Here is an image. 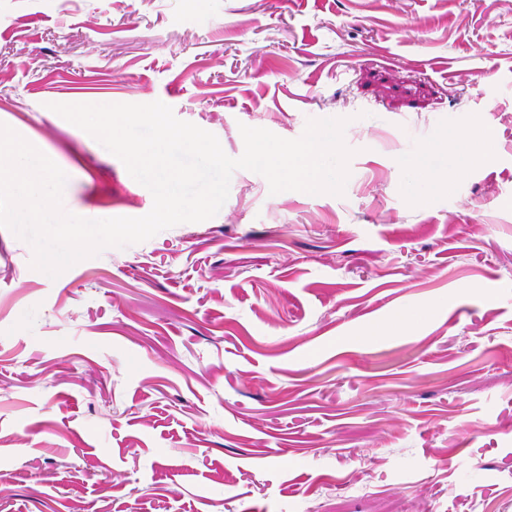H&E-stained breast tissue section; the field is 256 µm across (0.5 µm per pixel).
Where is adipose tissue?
Listing matches in <instances>:
<instances>
[{
    "instance_id": "obj_1",
    "label": "adipose tissue",
    "mask_w": 512,
    "mask_h": 512,
    "mask_svg": "<svg viewBox=\"0 0 512 512\" xmlns=\"http://www.w3.org/2000/svg\"><path fill=\"white\" fill-rule=\"evenodd\" d=\"M459 145V155H451L440 145H423L404 160L405 193L413 201H423L430 178L437 175L455 176L462 163L481 162L485 153L481 148V134L472 128H459L449 134Z\"/></svg>"
}]
</instances>
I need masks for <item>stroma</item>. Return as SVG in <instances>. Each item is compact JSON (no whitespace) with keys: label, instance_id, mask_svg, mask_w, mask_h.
Wrapping results in <instances>:
<instances>
[{"label":"stroma","instance_id":"obj_1","mask_svg":"<svg viewBox=\"0 0 512 512\" xmlns=\"http://www.w3.org/2000/svg\"><path fill=\"white\" fill-rule=\"evenodd\" d=\"M148 98L233 158L347 119L344 193L239 170L55 279L0 228V512H512V0H0V123L69 210L153 196L52 104ZM466 126L489 158L409 201ZM449 138L459 145L462 156L448 155V149L438 144L421 145L415 153L403 160L405 169V193L415 202H422L430 178L447 175L452 183L462 161L478 163L485 158L481 148V133L473 128H459L450 132Z\"/></svg>","mask_w":512,"mask_h":512}]
</instances>
